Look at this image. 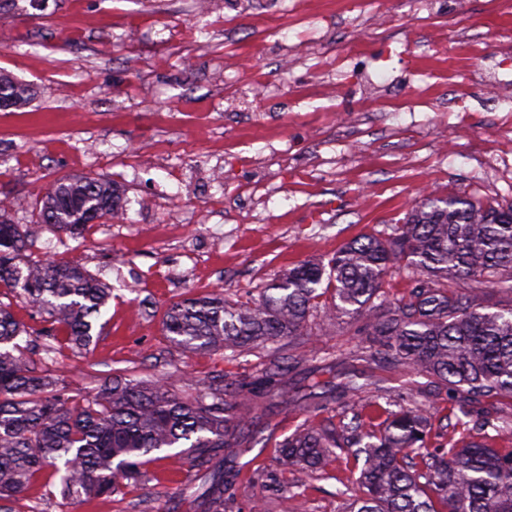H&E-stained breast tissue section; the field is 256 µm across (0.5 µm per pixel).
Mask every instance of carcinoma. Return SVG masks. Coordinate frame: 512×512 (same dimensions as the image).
Instances as JSON below:
<instances>
[{
	"instance_id": "carcinoma-1",
	"label": "carcinoma",
	"mask_w": 512,
	"mask_h": 512,
	"mask_svg": "<svg viewBox=\"0 0 512 512\" xmlns=\"http://www.w3.org/2000/svg\"><path fill=\"white\" fill-rule=\"evenodd\" d=\"M0 94L21 108L34 97L29 84L2 71ZM124 204V191L110 181L60 179L44 188L37 219L78 239L88 224L124 214ZM8 210L0 204V296L25 299L47 326H25L0 301V512H11L7 502L46 473L44 494L60 496L63 505L108 498L144 478V457L169 448L182 449L195 470L189 497L202 512H220L224 495L236 490L238 458L268 427L274 408L288 402L278 379L283 368L271 364L229 398L224 377L195 379L189 399L173 393L167 377L105 379L86 396L49 370L35 372L21 342L41 336L47 355L62 346L89 350L104 329L99 319L112 289L79 264L35 253ZM401 267L415 285L408 297L388 303L383 282ZM486 283L512 293V204L431 194L391 232L348 242L326 262L289 268L251 305L208 292L170 304L162 325L188 350L265 348L303 335L330 290L320 327L338 316L359 324L368 367L352 365L333 381L307 377L313 407L384 381L369 368L400 369L445 390L471 418L473 400L512 398V308L483 311ZM393 405L381 422L364 420L352 407L350 421L339 427L303 425L279 443V463L318 469L335 450L356 449L364 456L356 482L366 494L346 502L343 512H512V450L490 443L508 420L487 413L477 436L432 448L430 406L411 390Z\"/></svg>"
}]
</instances>
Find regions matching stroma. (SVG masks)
<instances>
[{"instance_id":"stroma-1","label":"stroma","mask_w":512,"mask_h":512,"mask_svg":"<svg viewBox=\"0 0 512 512\" xmlns=\"http://www.w3.org/2000/svg\"><path fill=\"white\" fill-rule=\"evenodd\" d=\"M512 78V0H0V71L33 85L0 112V199L38 251L76 262L112 289L101 336L83 356L25 359L82 392L115 374L223 376L236 387L272 360L289 394L324 359L344 364L364 338L347 320L251 352L191 351L162 331L173 302L212 290L254 301L293 265L330 257L405 220L422 194L512 202V119L484 73ZM104 178L128 222L81 239L36 223L47 182ZM342 424L340 405L275 408L240 459L224 512H341L363 490L350 450L319 471L283 468L276 446L304 422ZM77 512H197L176 457Z\"/></svg>"}]
</instances>
